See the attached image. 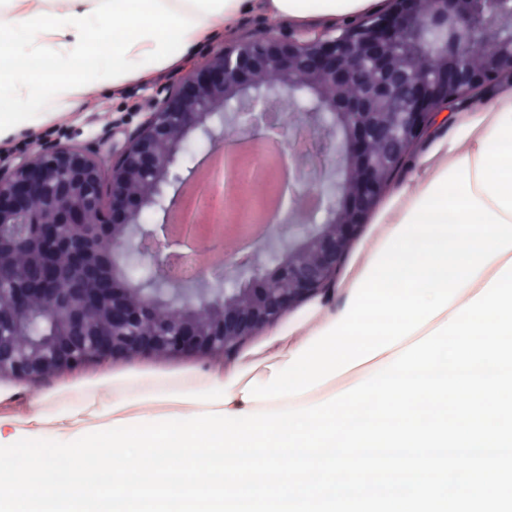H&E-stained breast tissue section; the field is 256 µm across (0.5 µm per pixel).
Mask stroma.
Masks as SVG:
<instances>
[{
	"label": "stroma",
	"instance_id": "1",
	"mask_svg": "<svg viewBox=\"0 0 512 512\" xmlns=\"http://www.w3.org/2000/svg\"><path fill=\"white\" fill-rule=\"evenodd\" d=\"M271 27L281 33L290 32L287 20L255 14L241 16L228 31H220L201 43V50L224 44L232 45L254 33ZM179 64L157 74L150 83L129 82L120 94L111 89L92 90L78 111L50 119L34 131H25L0 143V168L7 169L46 143L67 147H88L104 159L118 155L125 147L128 135L149 111L157 90L176 85L185 73Z\"/></svg>",
	"mask_w": 512,
	"mask_h": 512
}]
</instances>
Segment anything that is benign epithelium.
I'll return each mask as SVG.
<instances>
[{
    "label": "benign epithelium",
    "instance_id": "obj_1",
    "mask_svg": "<svg viewBox=\"0 0 512 512\" xmlns=\"http://www.w3.org/2000/svg\"><path fill=\"white\" fill-rule=\"evenodd\" d=\"M511 1L481 0V15L472 18L475 0H439L421 29L444 60L436 79L423 86L409 74L400 87L375 90V98L393 111V124L385 132L396 146L391 157L402 155V147L422 130L440 99L468 95L467 84L448 81L457 68L453 40L460 25L469 18L471 32L492 31ZM416 3L393 0L389 11L334 37L307 40L303 33L283 36L265 29L234 49L212 48L176 86L156 97L152 112L110 163L85 149L46 144L13 168L0 170V243L46 236L52 248L72 252L69 266L59 271L72 284L69 293H58L49 282L36 289L47 301L45 318L52 336L28 347L14 344V326L26 315L29 289L19 287L20 278L6 270L0 255V306L9 309L6 316L0 313V376L25 381L76 371L90 361L225 353L317 294L336 274L346 247L361 231L364 204L378 197L381 186L375 162L363 153L368 105L349 102L338 112L321 96L309 104L308 91L288 79V69L303 57L318 80L334 85L343 78L345 64L355 59L385 67L393 47L405 39ZM506 70H512V51L491 55L476 82L497 81ZM266 72L279 79L261 90L259 76ZM283 102L295 112L296 127L315 138L335 121L351 131L345 138L336 128V138L322 142L313 157L294 129L285 127L278 139L277 166L264 164L268 180L278 183L276 198L287 210L299 197L313 198L314 207L294 222L288 240L270 236L244 253H225L220 268H195L188 277L172 274L176 263L223 244L224 216L239 234L254 222L270 223L247 186L249 168L263 164V157L233 154L226 135L233 130L242 141L264 144L265 118ZM193 135L210 145L209 154L224 151L223 166L203 188L204 206L216 210L217 219L206 227L186 228L180 240L170 234L169 218L177 195L198 170L195 166L185 173L178 161ZM354 158L367 172L355 193L352 219L330 224L342 171ZM140 183L150 184L152 194L136 193ZM37 195L44 197L47 210L32 207ZM146 212L162 215V223L144 222ZM309 251L315 255L311 264L302 259ZM109 277L110 298L87 287ZM162 306L181 316L158 320ZM200 307L211 310L209 322L196 320Z\"/></svg>",
    "mask_w": 512,
    "mask_h": 512
}]
</instances>
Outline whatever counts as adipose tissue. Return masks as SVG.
<instances>
[{
  "mask_svg": "<svg viewBox=\"0 0 512 512\" xmlns=\"http://www.w3.org/2000/svg\"><path fill=\"white\" fill-rule=\"evenodd\" d=\"M382 0H0V141L189 56L245 13L341 26ZM335 277L215 364L107 365L31 393L0 382V436L118 419L307 406L448 320L512 259V83L439 112Z\"/></svg>",
  "mask_w": 512,
  "mask_h": 512,
  "instance_id": "adipose-tissue-1",
  "label": "adipose tissue"
}]
</instances>
